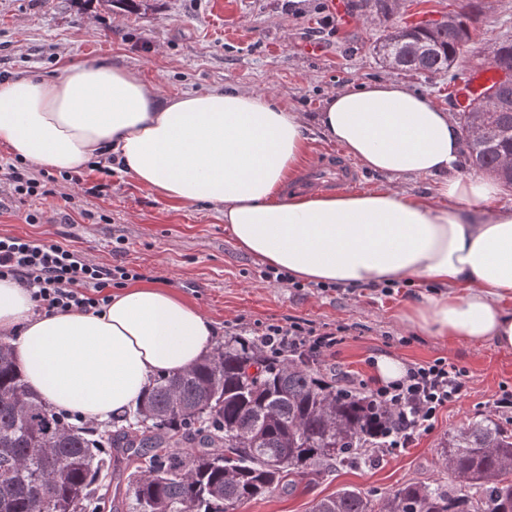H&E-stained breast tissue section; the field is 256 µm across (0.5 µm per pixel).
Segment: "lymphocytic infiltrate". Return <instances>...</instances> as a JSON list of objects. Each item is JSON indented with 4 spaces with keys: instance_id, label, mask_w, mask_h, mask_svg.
I'll list each match as a JSON object with an SVG mask.
<instances>
[{
    "instance_id": "obj_1",
    "label": "lymphocytic infiltrate",
    "mask_w": 512,
    "mask_h": 512,
    "mask_svg": "<svg viewBox=\"0 0 512 512\" xmlns=\"http://www.w3.org/2000/svg\"><path fill=\"white\" fill-rule=\"evenodd\" d=\"M134 277V271L126 267L92 263L58 243L0 237V278L24 283L41 313H102L110 301L106 288L123 285ZM341 333L338 327L317 328L291 321L269 325L262 337L274 352L318 357L339 344ZM464 377L462 370L439 358L410 364L399 380L364 386V395L389 416L381 447L405 448L416 435L429 431L440 410L462 397Z\"/></svg>"
}]
</instances>
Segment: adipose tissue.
Masks as SVG:
<instances>
[{
  "mask_svg": "<svg viewBox=\"0 0 512 512\" xmlns=\"http://www.w3.org/2000/svg\"><path fill=\"white\" fill-rule=\"evenodd\" d=\"M315 122L377 174L439 179L450 207L383 185L284 194L306 161V118L232 86L169 97L136 71L94 62L0 83V144L19 160L68 172L115 157L165 199L221 206L238 247L294 279L433 285L437 294L405 307L407 326L512 350V209L489 208L493 180L456 175L462 141L451 112L388 77L329 93ZM0 336L14 337L31 392L101 421L135 405L155 377L195 365L213 327L156 283L127 285L100 314L45 315L6 278Z\"/></svg>",
  "mask_w": 512,
  "mask_h": 512,
  "instance_id": "obj_1",
  "label": "adipose tissue"
}]
</instances>
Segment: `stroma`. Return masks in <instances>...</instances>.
<instances>
[{"instance_id": "obj_1", "label": "stroma", "mask_w": 512, "mask_h": 512, "mask_svg": "<svg viewBox=\"0 0 512 512\" xmlns=\"http://www.w3.org/2000/svg\"><path fill=\"white\" fill-rule=\"evenodd\" d=\"M357 2L345 0L344 17L331 11L329 0H150L144 12L107 8L101 0H0V81L52 76L64 66L99 60L138 71L165 96L232 85L311 120L329 92L392 75L371 51L385 24L366 20ZM483 7L479 36L454 72L400 71L397 79L458 112V79L483 68L496 39L512 36V0H484ZM327 14L332 26L320 27ZM314 45L321 53H311ZM83 173L105 184L102 196L59 179L54 195L21 200L0 175V235L59 242L93 262L166 283L200 308L218 342L290 320L343 326V343L321 367L329 380L338 370L375 376L383 357L405 364L443 358L466 372L462 399L443 408L432 429L408 447L378 451L354 467H329L237 512H309L313 501L343 487L377 500L408 482H433L441 476L440 442L469 419L489 414L493 395L512 390V350L451 346L404 327L402 309L434 293V286L403 283L384 293L376 286L323 291L312 283L290 288L269 282L262 277L266 262L237 246L219 207L164 199L117 169ZM36 212L40 222L28 223L27 214Z\"/></svg>"}]
</instances>
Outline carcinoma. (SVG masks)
Masks as SVG:
<instances>
[{
	"instance_id": "obj_1",
	"label": "carcinoma",
	"mask_w": 512,
	"mask_h": 512,
	"mask_svg": "<svg viewBox=\"0 0 512 512\" xmlns=\"http://www.w3.org/2000/svg\"><path fill=\"white\" fill-rule=\"evenodd\" d=\"M366 18L390 19L393 0H360ZM480 4L453 13V23H394L373 45L382 64L439 74L467 52ZM512 66V39L494 43L488 67ZM499 112L471 110L455 121L465 164L492 173L512 190V86ZM0 338V512H102L100 489L120 463L129 476L127 512H236L278 488L336 463L351 465L374 439L384 410L359 393L324 381L308 359L267 352L259 339L231 336L192 368L153 380L134 409L107 436L62 421L27 389ZM184 438L185 452L168 448ZM439 454L448 480L410 482L390 491L382 512H512V431L486 415L448 434ZM311 512H376L369 496L342 489Z\"/></svg>"
}]
</instances>
